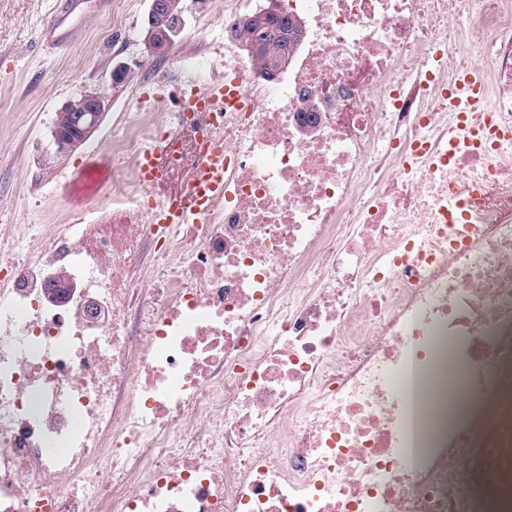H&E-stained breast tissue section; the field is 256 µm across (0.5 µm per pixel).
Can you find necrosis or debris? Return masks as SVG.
<instances>
[{
	"instance_id": "4bbe7bcc",
	"label": "necrosis or debris",
	"mask_w": 512,
	"mask_h": 512,
	"mask_svg": "<svg viewBox=\"0 0 512 512\" xmlns=\"http://www.w3.org/2000/svg\"><path fill=\"white\" fill-rule=\"evenodd\" d=\"M286 12L279 78L224 48L204 217L150 224L213 143L176 110L113 141L102 215L0 232V512H512V0Z\"/></svg>"
}]
</instances>
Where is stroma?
Wrapping results in <instances>:
<instances>
[{
	"label": "stroma",
	"mask_w": 512,
	"mask_h": 512,
	"mask_svg": "<svg viewBox=\"0 0 512 512\" xmlns=\"http://www.w3.org/2000/svg\"><path fill=\"white\" fill-rule=\"evenodd\" d=\"M80 36L61 53L40 48L51 0H0V225L64 224L70 214L98 215L112 184V140L137 123L161 84L182 87L195 60L224 70V23L211 18L206 0H186L185 26L167 57L148 56L141 27L149 0H79ZM131 69L127 84L111 98L95 133L63 158L52 154L58 109L83 91H109L117 64ZM104 175L91 194H75L82 171Z\"/></svg>",
	"instance_id": "obj_1"
}]
</instances>
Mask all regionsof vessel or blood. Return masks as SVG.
<instances>
[{
    "mask_svg": "<svg viewBox=\"0 0 512 512\" xmlns=\"http://www.w3.org/2000/svg\"><path fill=\"white\" fill-rule=\"evenodd\" d=\"M75 0H54L53 9L47 20V31L44 35L46 45L53 51L63 50L68 43L67 34L60 28L75 12ZM181 108L187 112H208L223 110L224 85L217 82L204 87L197 95L181 101ZM224 193V144L215 142L214 146L193 170L188 193L182 203L170 205L158 202L154 205L150 221L154 224H182L200 218L206 211L210 197Z\"/></svg>",
    "mask_w": 512,
    "mask_h": 512,
    "instance_id": "b4317fda",
    "label": "vessel or blood"
}]
</instances>
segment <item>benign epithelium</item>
I'll use <instances>...</instances> for the list:
<instances>
[{
    "label": "benign epithelium",
    "instance_id": "benign-epithelium-1",
    "mask_svg": "<svg viewBox=\"0 0 512 512\" xmlns=\"http://www.w3.org/2000/svg\"><path fill=\"white\" fill-rule=\"evenodd\" d=\"M184 0H151L144 21L142 44L151 57L169 53L184 28ZM285 14L280 0H266L261 9L237 22L239 31L257 27L273 35L279 32ZM106 97L83 91L56 113L52 137L56 156L62 158L79 148L99 127L106 110Z\"/></svg>",
    "mask_w": 512,
    "mask_h": 512
}]
</instances>
